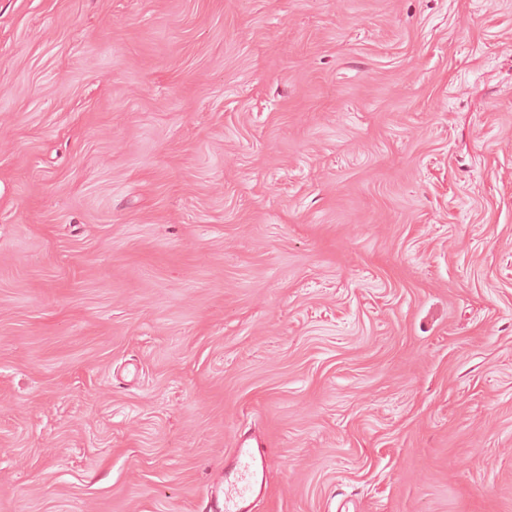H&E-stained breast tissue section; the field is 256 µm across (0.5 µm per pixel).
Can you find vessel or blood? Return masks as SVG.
Masks as SVG:
<instances>
[{
  "label": "vessel or blood",
  "instance_id": "vessel-or-blood-1",
  "mask_svg": "<svg viewBox=\"0 0 512 512\" xmlns=\"http://www.w3.org/2000/svg\"><path fill=\"white\" fill-rule=\"evenodd\" d=\"M267 458L260 440H238L224 461V480L214 486L204 506L205 512H251V505L267 492Z\"/></svg>",
  "mask_w": 512,
  "mask_h": 512
}]
</instances>
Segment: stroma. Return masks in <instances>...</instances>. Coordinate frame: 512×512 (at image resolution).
Instances as JSON below:
<instances>
[{
  "label": "stroma",
  "mask_w": 512,
  "mask_h": 512,
  "mask_svg": "<svg viewBox=\"0 0 512 512\" xmlns=\"http://www.w3.org/2000/svg\"><path fill=\"white\" fill-rule=\"evenodd\" d=\"M512 512V0H0V512ZM263 443L251 437L238 440L224 460V480L210 491L207 512H252L251 505L267 492L268 462Z\"/></svg>",
  "instance_id": "35a3bbf8"
}]
</instances>
